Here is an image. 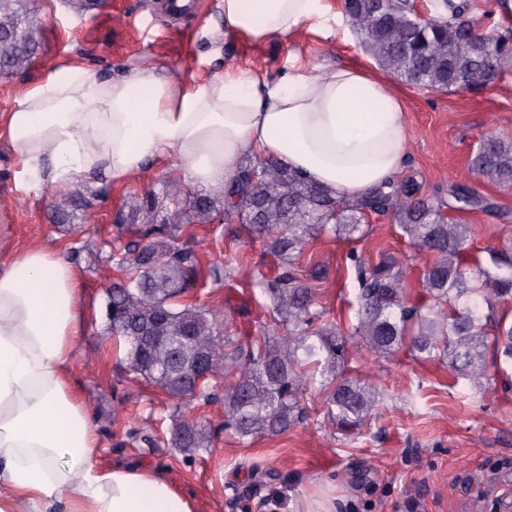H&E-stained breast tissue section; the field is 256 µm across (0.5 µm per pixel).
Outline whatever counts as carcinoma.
<instances>
[{
  "label": "carcinoma",
  "mask_w": 512,
  "mask_h": 512,
  "mask_svg": "<svg viewBox=\"0 0 512 512\" xmlns=\"http://www.w3.org/2000/svg\"><path fill=\"white\" fill-rule=\"evenodd\" d=\"M436 15L423 20L413 0H346L344 16L363 51L384 71L408 85L432 90L464 91L477 80L492 82L512 64V26L500 24L479 32L463 0H439ZM31 0H0V75L27 73L40 53L32 20ZM477 177L499 187L512 185V141L488 137L471 158ZM177 184L163 199L175 206L160 216L152 201L135 200L129 219L139 240L124 246L118 265L126 280L106 289L109 334L122 343L123 370L155 384L173 398H209L205 385L186 378L199 369L207 380L234 374L224 395L225 424L240 438L285 431L302 413L300 398L310 385L320 387L324 411L338 431L350 435L375 417L376 387L346 375L350 359L335 327H313L318 306L307 277L291 272L268 289L275 311L288 320L286 348L263 346L248 358L224 353V336L213 313L199 307L176 306L174 299L193 285L198 257L178 242L181 224H213L236 217L269 240L268 247L287 263L302 254L310 241L328 231L352 239L370 213H388L401 225L410 245L434 256L427 267L422 293L433 305H409L405 272L381 259L369 264L352 255L359 291L353 338L355 358L388 357L408 346L419 353L441 351L448 370L474 383L489 379L488 353L512 359V323L506 310L494 329L484 321L483 307L512 303V242L497 250L493 268L472 255L470 228L445 214L447 204L420 199L409 181L390 182L352 202L302 178L274 161L248 164L213 194L189 195ZM448 194L458 211L499 214L498 206L475 188L461 183ZM90 188L77 184L67 193L72 210H59V220L74 212L85 223L93 219ZM175 406L173 443L195 453L211 443V430L180 418Z\"/></svg>",
  "instance_id": "cac0c4a2"
}]
</instances>
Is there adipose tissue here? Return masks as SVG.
<instances>
[{
	"label": "adipose tissue",
	"mask_w": 512,
	"mask_h": 512,
	"mask_svg": "<svg viewBox=\"0 0 512 512\" xmlns=\"http://www.w3.org/2000/svg\"><path fill=\"white\" fill-rule=\"evenodd\" d=\"M324 10L322 0H224V27L261 42ZM406 124L391 87L356 65L317 75L298 66L273 83L228 70L185 88L139 63L112 79L83 67L49 74L18 99L7 132L24 175L63 193L172 157L193 185L218 188L247 156L353 201L399 171ZM81 294L52 250L0 264V512H195L154 470L98 463L99 436L71 374Z\"/></svg>",
	"instance_id": "ef3b65f1"
}]
</instances>
